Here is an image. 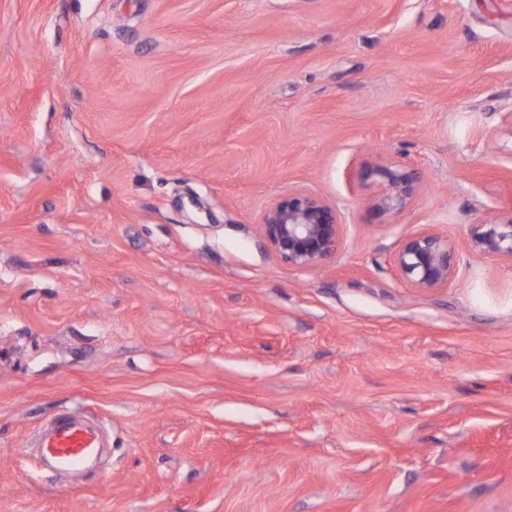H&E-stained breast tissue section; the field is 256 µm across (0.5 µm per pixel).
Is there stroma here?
<instances>
[{"label":"stroma","mask_w":512,"mask_h":512,"mask_svg":"<svg viewBox=\"0 0 512 512\" xmlns=\"http://www.w3.org/2000/svg\"><path fill=\"white\" fill-rule=\"evenodd\" d=\"M297 190L309 268L261 231ZM511 221L512 0H0V512H512ZM72 408L75 484L26 451ZM358 177L374 188L373 208L381 214L405 210L416 194L415 173L396 165H362ZM340 226L336 211L322 199L293 192L269 209L262 233L280 258L297 267H312L335 256ZM485 229L476 235V244L492 253L505 252L512 255V221L508 224H485ZM454 250L430 231L408 236L394 257L401 277L412 287L432 290L448 287L453 275Z\"/></svg>","instance_id":"stroma-1"}]
</instances>
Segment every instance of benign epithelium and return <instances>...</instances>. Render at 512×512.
I'll return each instance as SVG.
<instances>
[{"label": "benign epithelium", "instance_id": "1", "mask_svg": "<svg viewBox=\"0 0 512 512\" xmlns=\"http://www.w3.org/2000/svg\"><path fill=\"white\" fill-rule=\"evenodd\" d=\"M358 177L374 188L373 208L381 214L405 210L416 194L415 173L396 165H363ZM263 236L270 249L297 267H312L336 255L340 223L336 211L317 196L293 192L268 211ZM476 244L492 253L512 255V221L487 224ZM454 250L448 240L430 231L408 236L394 257L401 277L412 287L432 290L448 286Z\"/></svg>", "mask_w": 512, "mask_h": 512}]
</instances>
